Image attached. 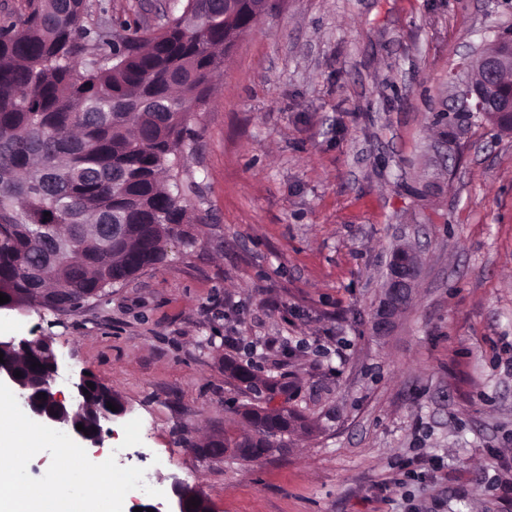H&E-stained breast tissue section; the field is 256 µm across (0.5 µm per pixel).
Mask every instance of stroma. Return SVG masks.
Segmentation results:
<instances>
[{
	"label": "stroma",
	"instance_id": "obj_1",
	"mask_svg": "<svg viewBox=\"0 0 512 512\" xmlns=\"http://www.w3.org/2000/svg\"><path fill=\"white\" fill-rule=\"evenodd\" d=\"M176 2L87 0L84 23L154 30ZM511 29L512 0H279L188 122V241L77 308L1 313L0 334L48 340L141 420V444L118 431L99 457L215 512H512V133L448 135L449 73ZM402 244L418 284L377 336ZM288 336L303 348L264 346ZM228 357L317 430L254 461L196 454L258 399ZM224 372L259 395L263 390L269 391V393L275 391V384L257 375L251 366L243 365L234 360L225 358Z\"/></svg>",
	"mask_w": 512,
	"mask_h": 512
}]
</instances>
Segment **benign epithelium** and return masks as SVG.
Here are the masks:
<instances>
[{
	"label": "benign epithelium",
	"mask_w": 512,
	"mask_h": 512,
	"mask_svg": "<svg viewBox=\"0 0 512 512\" xmlns=\"http://www.w3.org/2000/svg\"><path fill=\"white\" fill-rule=\"evenodd\" d=\"M468 71L476 74L474 80H463L453 86L450 96V110L458 113L478 112L490 116L504 131H512V32L500 35L487 47L463 60ZM420 273V259L417 253L405 249L389 259L383 289V296L377 307L372 329L377 336L390 335L395 327V318L412 298ZM19 340L14 337H0V352L5 363H0V382L14 389L22 410L33 420L50 427L68 430L74 439L87 447L97 448L103 444L105 427L126 415L128 405L118 396H112V404L118 410H102L96 415L97 426L84 433L77 430L80 423L69 414L82 403L87 382L95 380L103 388L109 385L91 375H81L70 381L69 393L57 389L62 364L52 347L36 358L38 365L20 370L14 361V352ZM21 376H15L16 371ZM46 393V399L38 393ZM200 505L188 506L190 499ZM154 512H214L210 499L194 486L174 482L164 502L154 507Z\"/></svg>",
	"instance_id": "1"
}]
</instances>
